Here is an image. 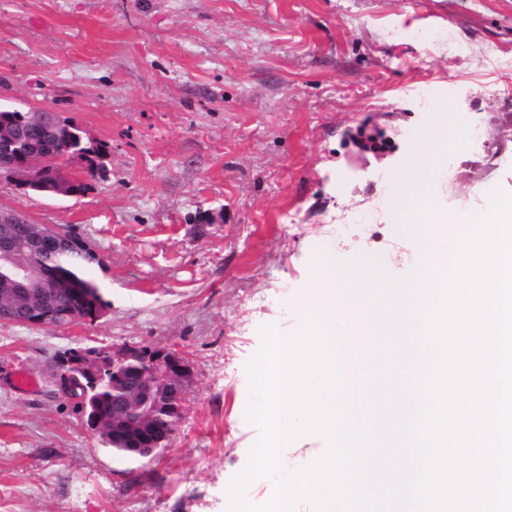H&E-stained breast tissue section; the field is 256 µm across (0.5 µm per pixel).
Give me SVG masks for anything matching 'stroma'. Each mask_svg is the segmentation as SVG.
<instances>
[{
  "label": "stroma",
  "mask_w": 512,
  "mask_h": 512,
  "mask_svg": "<svg viewBox=\"0 0 512 512\" xmlns=\"http://www.w3.org/2000/svg\"><path fill=\"white\" fill-rule=\"evenodd\" d=\"M0 103L104 145L85 197L0 180V206L94 242L107 303L65 328L0 321V512H228L262 328L300 331L326 258L414 270L395 202L425 130L465 140L436 172L445 208L512 194V0H0ZM99 345L188 354L155 456L104 448L58 393L55 355Z\"/></svg>",
  "instance_id": "stroma-1"
}]
</instances>
